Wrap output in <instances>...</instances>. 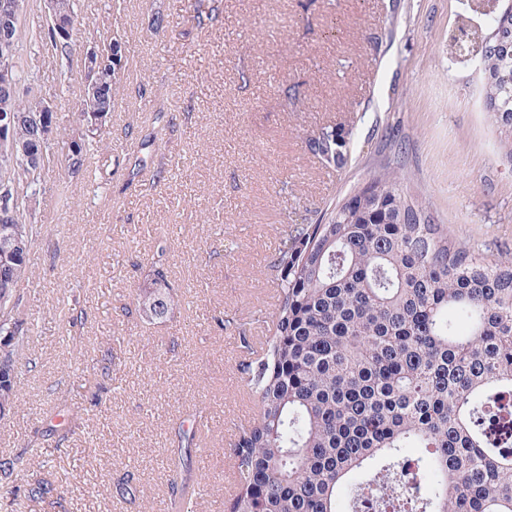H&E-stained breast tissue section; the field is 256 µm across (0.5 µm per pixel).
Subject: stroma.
Masks as SVG:
<instances>
[{
	"mask_svg": "<svg viewBox=\"0 0 512 512\" xmlns=\"http://www.w3.org/2000/svg\"><path fill=\"white\" fill-rule=\"evenodd\" d=\"M216 2L201 25L194 0H76L71 57L23 46L25 84L59 127L77 110L81 51L101 36L127 44L126 95L84 170L54 145L37 187L33 277L17 293L29 343L18 407L0 420V460L20 466L0 471V512H173L178 490L198 512H227L238 423L260 414L239 369L275 311L265 265L287 226L381 166L472 247L512 256V163L482 74L448 53L468 0ZM327 125L348 134L343 167L305 147ZM161 245L178 305L151 320L135 295ZM184 431L195 439L174 481ZM31 479L52 493L30 500Z\"/></svg>",
	"mask_w": 512,
	"mask_h": 512,
	"instance_id": "1",
	"label": "stroma"
}]
</instances>
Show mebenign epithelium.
Returning a JSON list of instances; mask_svg holds the SVG:
<instances>
[{
  "label": "benign epithelium",
  "instance_id": "obj_1",
  "mask_svg": "<svg viewBox=\"0 0 512 512\" xmlns=\"http://www.w3.org/2000/svg\"><path fill=\"white\" fill-rule=\"evenodd\" d=\"M46 17V27L57 38L68 39L76 26L74 15L64 9L60 0H41ZM19 25L17 16L7 4L0 7V153L12 156L34 177L44 175L47 158L44 152L33 146L17 145L13 139V126L23 120L39 132V143L54 137L56 129L50 124L49 113L55 111L51 103L34 91L20 96L18 83L12 78L15 40L14 27ZM119 57L117 44H98L83 51L82 62L85 73L83 92L88 98L98 99L112 86V65ZM112 102L107 101L91 114L89 127H79L71 134V140L79 141L87 129H101Z\"/></svg>",
  "mask_w": 512,
  "mask_h": 512
}]
</instances>
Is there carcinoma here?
<instances>
[{"label": "carcinoma", "mask_w": 512, "mask_h": 512, "mask_svg": "<svg viewBox=\"0 0 512 512\" xmlns=\"http://www.w3.org/2000/svg\"><path fill=\"white\" fill-rule=\"evenodd\" d=\"M451 45L476 57L488 119L512 163V31L500 27ZM42 42L60 55L70 41ZM97 131L74 144L68 168L82 170ZM306 146L342 166L348 141L324 127ZM28 176L0 157V188ZM355 197L313 222L295 224L267 265L277 286L273 336L241 365L261 406L234 448L229 512H338L345 496L375 512H512V452L483 427L512 395V258L457 240L435 222L401 178L382 167ZM0 217V412L18 400L15 365L24 346L13 298L30 279L35 225ZM163 264L139 294L148 318L176 305ZM421 448L419 456L404 454ZM420 487L401 493L402 468Z\"/></svg>", "instance_id": "carcinoma-1"}]
</instances>
